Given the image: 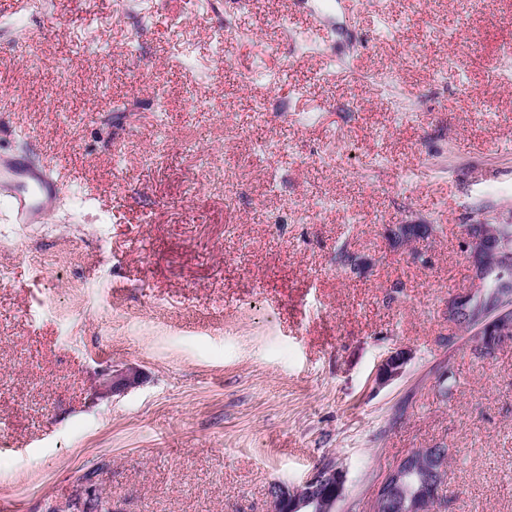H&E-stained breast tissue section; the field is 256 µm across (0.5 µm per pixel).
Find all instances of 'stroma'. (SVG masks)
I'll return each instance as SVG.
<instances>
[{"label":"stroma","instance_id":"stroma-1","mask_svg":"<svg viewBox=\"0 0 512 512\" xmlns=\"http://www.w3.org/2000/svg\"><path fill=\"white\" fill-rule=\"evenodd\" d=\"M0 83V151L60 171L40 222L0 199V512H269L325 458L370 512L418 448L440 512H512V345L445 314L512 219V0H0ZM413 351L408 347H399L390 351L377 368L375 381L379 386H386L398 379L413 358ZM98 394L107 397L116 392L134 387L138 383L139 374L133 367L104 369L98 378Z\"/></svg>","mask_w":512,"mask_h":512}]
</instances>
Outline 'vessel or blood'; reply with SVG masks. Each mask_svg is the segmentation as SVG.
<instances>
[{
  "mask_svg": "<svg viewBox=\"0 0 512 512\" xmlns=\"http://www.w3.org/2000/svg\"><path fill=\"white\" fill-rule=\"evenodd\" d=\"M57 179L46 165L32 166L0 154V191L7 193L19 223L40 219L55 198Z\"/></svg>",
  "mask_w": 512,
  "mask_h": 512,
  "instance_id": "b4317fda",
  "label": "vessel or blood"
}]
</instances>
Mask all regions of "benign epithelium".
<instances>
[{
  "mask_svg": "<svg viewBox=\"0 0 512 512\" xmlns=\"http://www.w3.org/2000/svg\"><path fill=\"white\" fill-rule=\"evenodd\" d=\"M460 244L473 266L472 287L448 296V321L456 326L470 324L472 340L479 347L495 349L511 343L512 291L505 295L502 305L494 313L479 319L469 314V303L472 296L486 286L491 275L508 279L504 274L508 265L496 268L490 264V257L512 252V228L507 224L485 221L467 224ZM412 358L413 351L408 347L390 351L378 365L376 384L386 386L398 379ZM138 379V371L133 367L104 369L99 375L98 394L107 397L124 391L134 387ZM447 470L448 452L419 448L416 454L401 458L378 483L372 504L388 501L404 489L402 512H432L433 505L446 492V483H439L436 478L444 476ZM348 494L345 468L320 465L300 484L277 487L275 494L271 495V512H319L323 506L327 512H333Z\"/></svg>",
  "mask_w": 512,
  "mask_h": 512,
  "instance_id": "benign-epithelium-1",
  "label": "benign epithelium"
}]
</instances>
